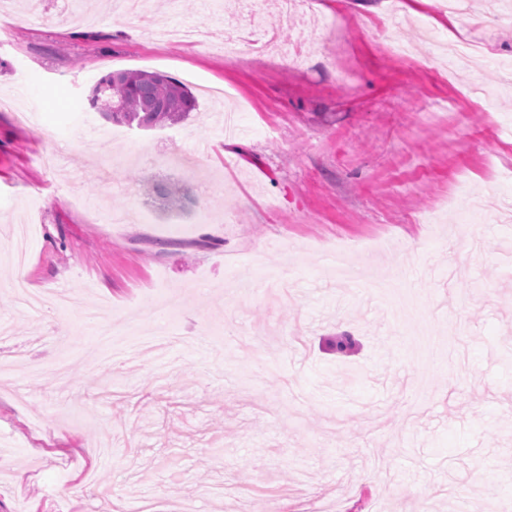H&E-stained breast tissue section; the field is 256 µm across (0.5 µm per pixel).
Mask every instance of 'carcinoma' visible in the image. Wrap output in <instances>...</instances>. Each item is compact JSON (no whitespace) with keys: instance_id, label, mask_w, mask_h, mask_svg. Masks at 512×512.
Here are the masks:
<instances>
[{"instance_id":"carcinoma-1","label":"carcinoma","mask_w":512,"mask_h":512,"mask_svg":"<svg viewBox=\"0 0 512 512\" xmlns=\"http://www.w3.org/2000/svg\"><path fill=\"white\" fill-rule=\"evenodd\" d=\"M90 101L106 119L131 128L176 125L197 110L186 85L158 72L110 73L93 87Z\"/></svg>"}]
</instances>
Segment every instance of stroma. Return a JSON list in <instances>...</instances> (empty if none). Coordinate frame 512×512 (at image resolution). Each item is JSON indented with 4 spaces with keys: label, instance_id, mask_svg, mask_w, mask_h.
Returning a JSON list of instances; mask_svg holds the SVG:
<instances>
[{
    "label": "stroma",
    "instance_id": "35a3bbf8",
    "mask_svg": "<svg viewBox=\"0 0 512 512\" xmlns=\"http://www.w3.org/2000/svg\"><path fill=\"white\" fill-rule=\"evenodd\" d=\"M0 24V512H512V0L440 16L311 0L301 62L160 43L153 17L222 26L224 6L20 0ZM385 25L420 63L371 36ZM160 72L198 108L150 132L88 101L102 77ZM235 84L237 129L208 91ZM454 110V125L442 113ZM183 206L113 213L157 185ZM31 228L27 288L10 244ZM421 249L409 253L405 240ZM66 334H59V324ZM355 340L348 357L331 343Z\"/></svg>",
    "mask_w": 512,
    "mask_h": 512
}]
</instances>
